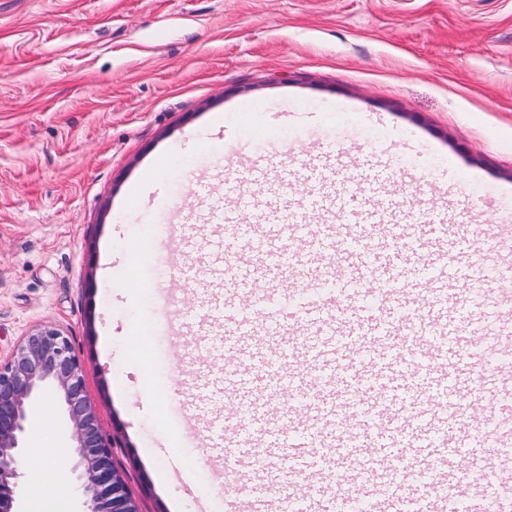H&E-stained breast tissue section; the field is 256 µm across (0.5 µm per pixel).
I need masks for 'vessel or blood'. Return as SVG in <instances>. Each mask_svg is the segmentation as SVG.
<instances>
[{
    "label": "vessel or blood",
    "instance_id": "1",
    "mask_svg": "<svg viewBox=\"0 0 512 512\" xmlns=\"http://www.w3.org/2000/svg\"><path fill=\"white\" fill-rule=\"evenodd\" d=\"M314 163L325 169L314 200L281 207L271 227L255 221L252 185L224 187L238 209L214 220L234 226L225 260L236 269L206 282L223 288L215 309L225 320L202 342L224 355V394L200 409L194 377L176 394L194 417L199 465L218 483L233 471L245 477L254 491L242 512H343L367 479L366 512H406L413 500L421 512H447L463 485L473 512H499L512 487L504 451L512 418L499 410L512 376L485 350L512 355V310L492 312L468 296L453 302L459 286L414 264L422 252L437 258L458 244V262L485 288L478 242L498 239L497 227L452 223L422 234V214L379 189L352 211L326 157ZM317 211L323 224L312 222ZM187 244L184 225L173 224L140 256L154 261ZM397 266L407 273L398 295L390 288ZM295 278L313 297L288 288ZM468 321L489 327L482 344L461 340ZM226 414L236 422L223 442L200 433L197 416L214 427Z\"/></svg>",
    "mask_w": 512,
    "mask_h": 512
}]
</instances>
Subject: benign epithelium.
Segmentation results:
<instances>
[{"mask_svg":"<svg viewBox=\"0 0 512 512\" xmlns=\"http://www.w3.org/2000/svg\"><path fill=\"white\" fill-rule=\"evenodd\" d=\"M50 393L64 409L76 442L77 479L85 512H141L123 474L112 461L96 409L86 396L85 372L64 333L36 327L0 357V512H13L20 476L17 452L32 417L35 399Z\"/></svg>","mask_w":512,"mask_h":512,"instance_id":"7a95c632","label":"benign epithelium"}]
</instances>
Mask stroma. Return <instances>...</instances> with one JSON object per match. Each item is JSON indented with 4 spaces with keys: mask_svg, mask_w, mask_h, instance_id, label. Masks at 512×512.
I'll return each instance as SVG.
<instances>
[{
    "mask_svg": "<svg viewBox=\"0 0 512 512\" xmlns=\"http://www.w3.org/2000/svg\"><path fill=\"white\" fill-rule=\"evenodd\" d=\"M263 134L294 174L353 151L343 180L384 183L413 209L498 224L512 214V0H0V353L30 329L68 334L87 396L142 512H214L184 415L153 395L206 356L170 337L135 247L172 208L208 271L196 179L250 176ZM454 183L456 192L436 188Z\"/></svg>",
    "mask_w": 512,
    "mask_h": 512,
    "instance_id": "obj_1",
    "label": "stroma"
}]
</instances>
